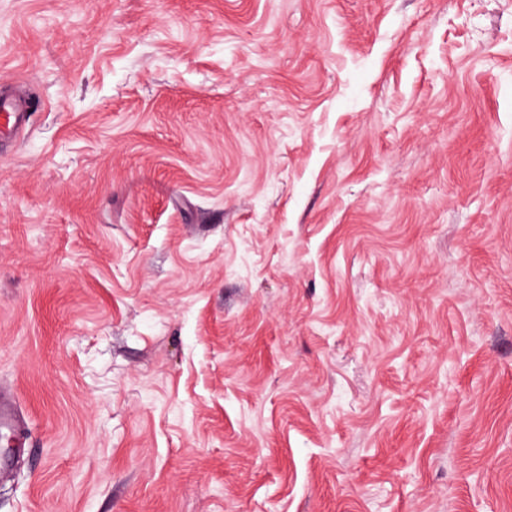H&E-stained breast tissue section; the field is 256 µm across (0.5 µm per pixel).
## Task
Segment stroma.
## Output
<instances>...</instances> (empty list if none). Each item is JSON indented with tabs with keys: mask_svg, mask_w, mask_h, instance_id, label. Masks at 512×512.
<instances>
[{
	"mask_svg": "<svg viewBox=\"0 0 512 512\" xmlns=\"http://www.w3.org/2000/svg\"><path fill=\"white\" fill-rule=\"evenodd\" d=\"M0 512H512V0H0ZM31 99L18 100L12 96L0 97V127L5 133L15 132L30 120ZM0 130V133H1Z\"/></svg>",
	"mask_w": 512,
	"mask_h": 512,
	"instance_id": "obj_1",
	"label": "stroma"
}]
</instances>
